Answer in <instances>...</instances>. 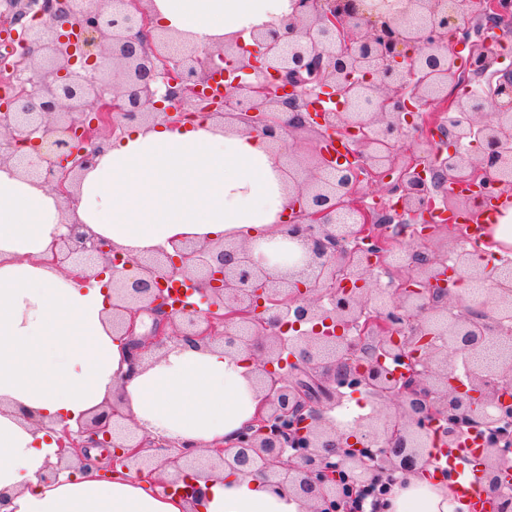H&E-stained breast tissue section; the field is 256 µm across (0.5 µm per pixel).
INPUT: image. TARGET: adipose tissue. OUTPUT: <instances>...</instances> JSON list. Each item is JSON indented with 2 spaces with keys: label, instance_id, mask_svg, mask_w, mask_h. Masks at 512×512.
I'll use <instances>...</instances> for the list:
<instances>
[{
  "label": "adipose tissue",
  "instance_id": "1",
  "mask_svg": "<svg viewBox=\"0 0 512 512\" xmlns=\"http://www.w3.org/2000/svg\"><path fill=\"white\" fill-rule=\"evenodd\" d=\"M158 29L194 45L278 26L292 0H152ZM271 140L200 117L135 123L105 141L80 175L74 213L61 196L0 166V512H189L182 493L135 474L115 479L57 464L55 429L76 426L120 392L141 436L232 443L256 414L260 395L250 356L220 342L177 341L131 363L128 339L112 330V289L83 283L48 264L55 239L76 215L87 235L124 257L173 243L246 241L286 253L278 227L290 202ZM201 512H302L263 475L225 473L201 484ZM444 485L398 481L384 512H463Z\"/></svg>",
  "mask_w": 512,
  "mask_h": 512
}]
</instances>
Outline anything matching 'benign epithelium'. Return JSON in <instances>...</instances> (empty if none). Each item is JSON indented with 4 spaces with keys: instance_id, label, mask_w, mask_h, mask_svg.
Listing matches in <instances>:
<instances>
[{
    "instance_id": "7a95c632",
    "label": "benign epithelium",
    "mask_w": 512,
    "mask_h": 512,
    "mask_svg": "<svg viewBox=\"0 0 512 512\" xmlns=\"http://www.w3.org/2000/svg\"><path fill=\"white\" fill-rule=\"evenodd\" d=\"M150 0H40L27 3L42 22L13 78L18 91L0 114V163L49 185L67 208L75 181L93 165L104 137L134 122H177L181 107L213 84L214 58L228 64L224 90L201 114L260 133L282 145L305 137L313 166L301 179L286 170L291 194L282 240L299 250L280 270L247 243L183 240L147 259L120 258L104 238L77 232L56 239L52 262L78 280L91 266L112 273V328L135 335L142 314L150 332L134 340L141 354L171 342L219 339L227 353L247 351L265 412L231 447L203 452L190 443L147 454L116 403L59 431L62 465L91 464L106 448L107 470L151 479L170 467L168 487L200 473L229 468L265 475L306 512H337L348 489L374 490L396 475L427 476L425 449L457 448L467 433L485 431L480 448L482 497L490 512H509L502 480L512 437V282L474 261L461 234L437 249L431 210H473L480 197H512V74L492 70L499 42L489 26L472 40L460 19L498 0H295L284 30L254 32L258 47L239 59V41L183 45L152 35ZM470 48L469 66L498 77L489 96L448 98L447 57ZM350 139L349 163L332 168L326 143ZM29 148L26 153L20 152ZM409 148L412 160L395 167ZM397 173L384 196L414 224L411 261L391 291L377 269L394 241L359 190ZM453 265H448V259ZM123 264V269L116 265ZM181 278L198 302L172 307L163 286ZM482 281L484 292L461 288ZM496 336L493 370L475 364L466 382L459 360ZM380 399L384 413L356 421L362 442L345 446L329 411L357 394Z\"/></svg>"
}]
</instances>
